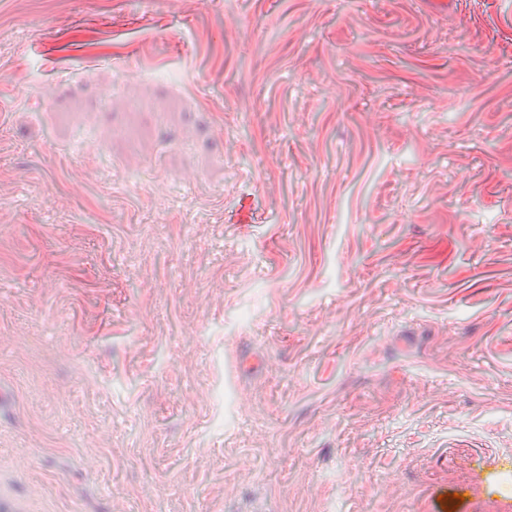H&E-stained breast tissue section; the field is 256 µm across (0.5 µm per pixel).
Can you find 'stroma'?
<instances>
[{"label":"stroma","instance_id":"35a3bbf8","mask_svg":"<svg viewBox=\"0 0 512 512\" xmlns=\"http://www.w3.org/2000/svg\"><path fill=\"white\" fill-rule=\"evenodd\" d=\"M510 457L512 0H0V483L512 512Z\"/></svg>","mask_w":512,"mask_h":512}]
</instances>
